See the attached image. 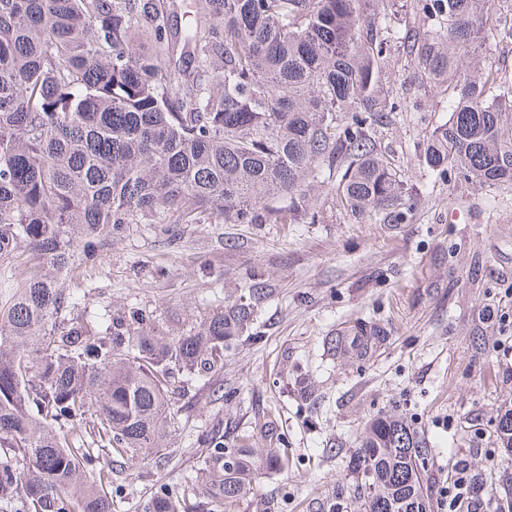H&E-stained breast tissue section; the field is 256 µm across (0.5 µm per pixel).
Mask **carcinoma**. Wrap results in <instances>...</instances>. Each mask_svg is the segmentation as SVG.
<instances>
[{"mask_svg": "<svg viewBox=\"0 0 512 512\" xmlns=\"http://www.w3.org/2000/svg\"><path fill=\"white\" fill-rule=\"evenodd\" d=\"M403 0H0V512H112L102 458L166 460L178 384L224 369L268 295L258 273L199 330L139 304L91 312L63 274L137 224H314L320 191L351 215L408 222L417 194L376 140L401 111L386 88L413 62L448 90L420 162L512 186V80L491 0H415L423 30L376 21ZM92 428L96 440L85 438ZM512 449V408L497 424ZM203 471L143 512H232L279 449L201 433ZM430 442L377 416L334 512H430Z\"/></svg>", "mask_w": 512, "mask_h": 512, "instance_id": "carcinoma-1", "label": "carcinoma"}]
</instances>
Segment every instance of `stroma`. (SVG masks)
<instances>
[{"label":"stroma","instance_id":"35a3bbf8","mask_svg":"<svg viewBox=\"0 0 512 512\" xmlns=\"http://www.w3.org/2000/svg\"><path fill=\"white\" fill-rule=\"evenodd\" d=\"M390 86L404 109L377 135L419 193L408 223L355 218L328 194L314 224H184L172 242L141 224L80 273L88 307L137 302L181 331L198 304L223 305L247 271L271 290L253 338L177 397L166 462L113 458V512H142L160 485L194 476L202 432L246 430L267 448V422L288 459L235 512H332L337 491L355 483L347 465L363 428L381 414L408 417L431 441L432 512H448L441 492L459 464L497 485L512 477V452L495 433L512 403V189L432 177L415 146L447 121L448 94L423 88L407 61ZM370 320L384 339L369 355L329 349ZM300 373L306 398L292 386Z\"/></svg>","mask_w":512,"mask_h":512}]
</instances>
